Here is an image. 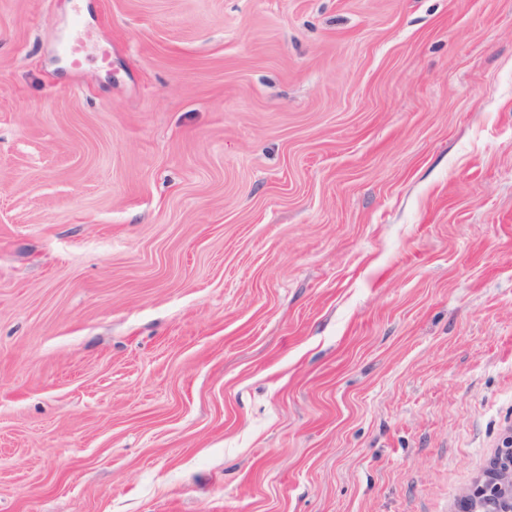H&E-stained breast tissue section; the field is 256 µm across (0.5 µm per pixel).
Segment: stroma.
<instances>
[{
	"label": "stroma",
	"instance_id": "obj_1",
	"mask_svg": "<svg viewBox=\"0 0 512 512\" xmlns=\"http://www.w3.org/2000/svg\"><path fill=\"white\" fill-rule=\"evenodd\" d=\"M512 432V0H0V512H459Z\"/></svg>",
	"mask_w": 512,
	"mask_h": 512
}]
</instances>
